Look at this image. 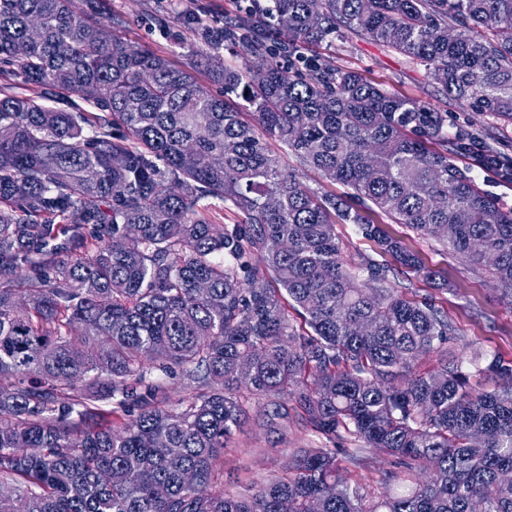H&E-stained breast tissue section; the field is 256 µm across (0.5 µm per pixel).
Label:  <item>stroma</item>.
Wrapping results in <instances>:
<instances>
[{
    "instance_id": "1",
    "label": "stroma",
    "mask_w": 512,
    "mask_h": 512,
    "mask_svg": "<svg viewBox=\"0 0 512 512\" xmlns=\"http://www.w3.org/2000/svg\"><path fill=\"white\" fill-rule=\"evenodd\" d=\"M249 4L250 0H100V9L120 20V33L132 45L152 49L168 56L175 65L191 69L196 58L190 48L199 41L200 26H223L226 19L243 14ZM318 52L390 92L434 103L446 118L445 133H455L461 126L471 127L484 142L512 156V126H503L486 113L466 111L455 99L436 97L422 63L347 33L323 42ZM365 214L419 253L427 267L447 278L448 288L442 292L414 272L393 274L389 280L391 286L407 288L420 296H434L457 329L451 349L468 357L480 352L512 361V295L498 290L488 268L460 259L405 225L391 223L375 208H366ZM336 235L345 262L381 261L376 242L357 225H337ZM265 408L264 400L253 401L249 420L234 431L224 449L219 467L226 490L241 491L250 484L284 474L295 449L315 448L323 443L293 413L278 428L264 426Z\"/></svg>"
}]
</instances>
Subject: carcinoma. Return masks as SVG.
<instances>
[{
	"instance_id": "obj_1",
	"label": "carcinoma",
	"mask_w": 512,
	"mask_h": 512,
	"mask_svg": "<svg viewBox=\"0 0 512 512\" xmlns=\"http://www.w3.org/2000/svg\"><path fill=\"white\" fill-rule=\"evenodd\" d=\"M118 27L74 0H0V512H512V361L452 352L433 298L387 286L383 264H346L336 225L355 224L437 279L274 150L512 294V209L458 164L512 181V157L473 156L476 136L448 139L433 104L303 59L341 31L380 42L424 63L439 96L509 125L512 0H265L222 41L200 27L193 53L221 96ZM65 92L94 111L45 104ZM205 200L235 223H213ZM427 353L438 366L416 370ZM146 359L197 394L170 406ZM484 372L498 390L479 388ZM102 392L138 417L113 425ZM259 398L270 426L291 408L354 447L301 448L251 495L188 487V471L221 483L225 441ZM369 449L392 458L376 495L348 478ZM282 165L286 168L296 169L300 173L301 180L308 186L312 188L322 187L323 190L329 191L331 193H336V195H343L346 190L342 185H329L322 180L320 175L313 170L302 168L295 161V159L291 156L283 157L281 161Z\"/></svg>"
}]
</instances>
